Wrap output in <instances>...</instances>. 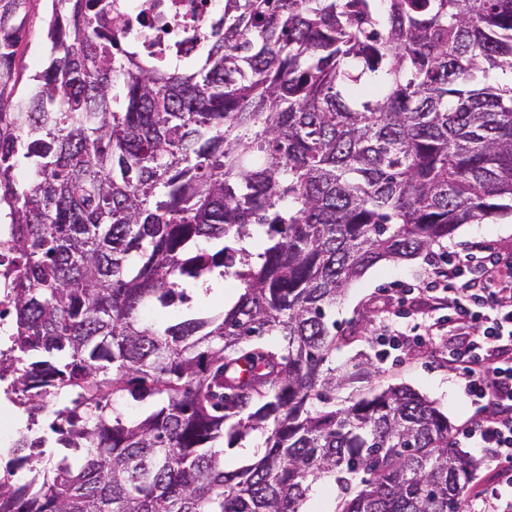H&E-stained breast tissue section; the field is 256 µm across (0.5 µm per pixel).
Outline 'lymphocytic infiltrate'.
I'll return each mask as SVG.
<instances>
[{
    "label": "lymphocytic infiltrate",
    "instance_id": "f902f5d3",
    "mask_svg": "<svg viewBox=\"0 0 512 512\" xmlns=\"http://www.w3.org/2000/svg\"><path fill=\"white\" fill-rule=\"evenodd\" d=\"M421 281L432 315L410 326L389 321L374 340L392 350L447 341L448 365L473 409L455 441L499 470L480 512H512V255L475 242L431 258Z\"/></svg>",
    "mask_w": 512,
    "mask_h": 512
}]
</instances>
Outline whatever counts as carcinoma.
<instances>
[{
    "mask_svg": "<svg viewBox=\"0 0 512 512\" xmlns=\"http://www.w3.org/2000/svg\"><path fill=\"white\" fill-rule=\"evenodd\" d=\"M0 0L4 395L28 413L0 512H465L475 462L407 388L338 408L330 311L382 260L512 214V0H224L189 62L120 45L113 0ZM238 282L219 311H142ZM54 461L33 429L49 400ZM156 403L133 416L126 408ZM229 419L235 420L226 427ZM264 452L224 470L229 436ZM50 2L30 0L26 17V28L18 51L19 83L15 96L24 95L33 86L31 76L46 63L45 16ZM338 489L330 482H322L314 487L303 509L306 512H332L337 506Z\"/></svg>",
    "mask_w": 512,
    "mask_h": 512,
    "instance_id": "1",
    "label": "carcinoma"
}]
</instances>
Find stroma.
I'll list each match as a JSON object with an SVG mask.
<instances>
[{
  "label": "stroma",
  "mask_w": 512,
  "mask_h": 512,
  "mask_svg": "<svg viewBox=\"0 0 512 512\" xmlns=\"http://www.w3.org/2000/svg\"><path fill=\"white\" fill-rule=\"evenodd\" d=\"M48 8L47 0H30L28 5L26 28L18 51L16 95H24L31 88L32 75L46 62L44 20ZM475 241H485L498 251L512 253V215L460 225L447 240L434 246L433 252L459 250ZM429 255L422 253L408 260L381 261L352 281L338 298L332 317L340 342L333 360L339 366L366 360L371 368L369 375L358 376L337 390V407L348 406L371 392L403 386L433 402L447 417L452 429H459L471 415L472 409L464 401L459 381L449 370L441 349L421 347L406 357L393 351L381 359L372 342L374 325L395 309L392 290L413 283L416 275L425 268Z\"/></svg>",
  "instance_id": "35a3bbf8"
}]
</instances>
